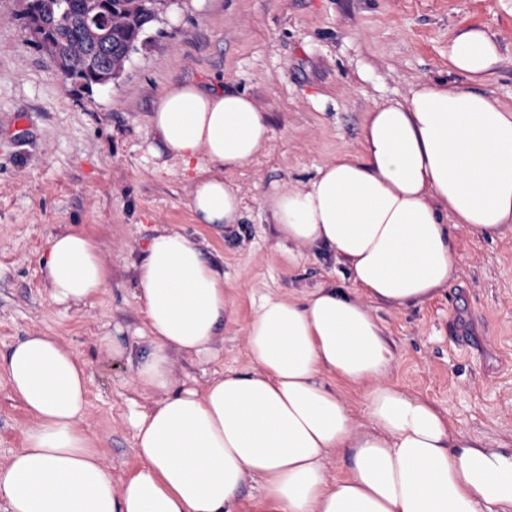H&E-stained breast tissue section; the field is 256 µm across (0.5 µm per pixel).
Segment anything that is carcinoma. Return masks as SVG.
Returning <instances> with one entry per match:
<instances>
[{
	"instance_id": "1",
	"label": "carcinoma",
	"mask_w": 512,
	"mask_h": 512,
	"mask_svg": "<svg viewBox=\"0 0 512 512\" xmlns=\"http://www.w3.org/2000/svg\"><path fill=\"white\" fill-rule=\"evenodd\" d=\"M38 21L53 43L50 58L67 83L81 81L93 88L102 68L116 65L130 48L144 41L155 22L150 0H67L68 11L52 6L55 0H38ZM112 40L102 42L104 30Z\"/></svg>"
}]
</instances>
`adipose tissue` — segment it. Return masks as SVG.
<instances>
[{"label":"adipose tissue","mask_w":512,"mask_h":512,"mask_svg":"<svg viewBox=\"0 0 512 512\" xmlns=\"http://www.w3.org/2000/svg\"><path fill=\"white\" fill-rule=\"evenodd\" d=\"M500 61L490 30L459 31L448 71L467 86L421 82L376 105L357 153L266 197L282 238L334 251L355 290L265 298L247 327L254 372L223 373L200 390L175 385L171 353L211 354L227 299L223 272L198 244L157 229L136 294L150 340L136 382L154 402L132 413L140 466L121 483L80 425L85 363L51 336L18 341L0 370L35 421L0 468V512H239L253 482L251 512H512V451L484 447L389 383L391 351L370 309L425 302L454 276L443 215L476 237L512 224V107L476 89ZM151 122L183 169L207 164L191 197L196 223H239L243 201L224 174L267 144L253 100L181 84ZM41 267L60 304L96 298L109 279L96 242L66 230L51 234ZM324 372L363 387L364 423L319 383ZM336 454L349 464L330 481L324 462Z\"/></svg>","instance_id":"obj_1"}]
</instances>
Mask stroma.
Wrapping results in <instances>:
<instances>
[{"instance_id": "stroma-1", "label": "stroma", "mask_w": 512, "mask_h": 512, "mask_svg": "<svg viewBox=\"0 0 512 512\" xmlns=\"http://www.w3.org/2000/svg\"><path fill=\"white\" fill-rule=\"evenodd\" d=\"M22 10L23 0H0V363L33 333L78 354L88 375L81 426L116 481L139 466L131 411L151 402L135 381L146 348L135 268L156 228L181 231L224 273L217 355L172 358L175 378L200 389L217 373L253 370L246 329L262 298L352 288L332 254L280 237L263 204L276 185H304L355 152L377 104L424 81L465 84L448 73L458 30L496 34L502 60L480 90L512 106V15L496 0H185L154 23L116 81L89 92L65 84ZM186 83L247 93L267 117L266 150L228 175L243 198L240 223H195V173L151 124L163 92ZM62 228L96 240L111 270L103 293L80 306L55 303L42 284L40 260ZM450 231L458 267L435 298L371 305L393 355L387 378L473 439L511 449L512 230L483 239ZM107 333L125 355L101 346ZM32 421L0 385V466Z\"/></svg>"}]
</instances>
